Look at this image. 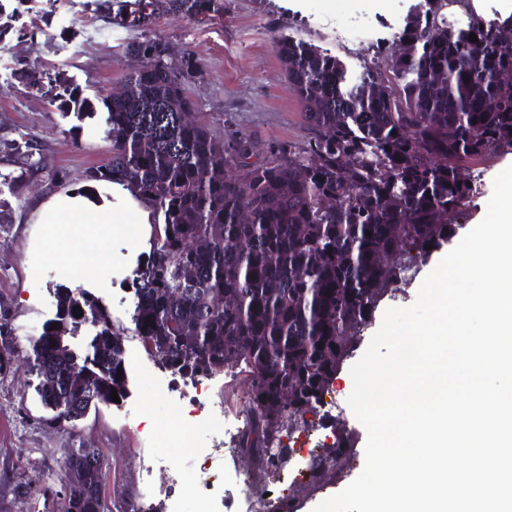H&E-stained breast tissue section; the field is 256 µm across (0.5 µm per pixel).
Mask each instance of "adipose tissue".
I'll return each mask as SVG.
<instances>
[{"mask_svg":"<svg viewBox=\"0 0 512 512\" xmlns=\"http://www.w3.org/2000/svg\"><path fill=\"white\" fill-rule=\"evenodd\" d=\"M120 186L102 182L94 190L81 187L44 195L32 205V224H109L113 221L112 198L122 194Z\"/></svg>","mask_w":512,"mask_h":512,"instance_id":"ef3b65f1","label":"adipose tissue"}]
</instances>
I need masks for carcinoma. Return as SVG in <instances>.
<instances>
[{
    "label": "carcinoma",
    "mask_w": 512,
    "mask_h": 512,
    "mask_svg": "<svg viewBox=\"0 0 512 512\" xmlns=\"http://www.w3.org/2000/svg\"><path fill=\"white\" fill-rule=\"evenodd\" d=\"M456 8L473 12L471 0H415L387 72L374 63L355 71L311 42L275 37L303 136L254 163L238 165L224 140L188 120L193 101L159 39L126 46L143 63L101 98L112 156L83 181L122 185L150 209L149 251L131 273L133 332L183 379L241 366L252 406L239 447L274 470L285 458L269 445L284 422L320 402L393 285L453 236L474 197L464 161L512 153V16L461 27ZM162 11L205 17L216 7L129 0L118 18L146 32ZM15 76L66 117L97 115L61 72L22 63ZM0 152L10 167L0 172L2 237L12 200L61 176L41 166L30 133L1 138ZM56 303L58 328L47 323L33 341L31 366L44 421L74 423L113 403L111 389L127 393V328L88 290L58 288ZM10 309L0 296L1 380L19 357ZM84 324L95 334L81 357L69 337ZM353 450L350 435L336 437L311 458L313 477L341 472ZM63 482L65 512H105L101 449H71ZM26 493L1 480L0 512H15Z\"/></svg>",
    "instance_id": "cac0c4a2"
}]
</instances>
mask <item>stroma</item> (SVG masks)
Here are the masks:
<instances>
[{
  "label": "stroma",
  "mask_w": 512,
  "mask_h": 512,
  "mask_svg": "<svg viewBox=\"0 0 512 512\" xmlns=\"http://www.w3.org/2000/svg\"><path fill=\"white\" fill-rule=\"evenodd\" d=\"M213 17L184 13L161 15L151 32L169 47L168 64L181 69L185 52H194L197 68L184 76L195 102L193 121L205 125L216 138L232 144L239 140L253 146L254 160L267 157L277 144L301 139L300 105L274 50L273 37L285 34L309 41L343 60L349 67L374 58L389 67L390 51L377 44L391 43L413 0H216ZM83 0H60L57 11L44 12L38 0H23L19 26H38L39 35L10 33L0 49V137L17 131L31 132L42 145V164L65 175L64 187L82 183L84 170L106 163L112 139L94 119L81 122L62 117L40 95L16 81L18 61L37 62L61 71L79 85L83 96L97 100L120 85L125 74L138 68V57L127 54V43L140 40V30L115 23L108 13L84 11ZM371 31L375 45L366 49L340 38L337 23ZM512 165V154L470 160L482 185L475 206L458 220L467 233L484 217L495 177ZM41 185L15 203L8 237L0 238V295L11 304L20 356L12 372L0 381V467L30 486L18 512H63L65 488L62 471L70 449L89 442L105 458L103 494L110 512H118L128 494L139 493L146 468L154 458L189 468L185 449L168 439L173 422L170 404L161 394V378L154 360L128 328L133 296L127 280L136 257L147 250L150 227L146 224H98L94 232L107 248L105 257L77 253L69 288H84L99 297L115 323L126 326V350L139 352L128 367V398L117 405H100L77 424L46 425L45 411L34 391L36 378L27 356L30 339L39 336L54 318V276L58 266L57 243L46 239L41 225L23 223L36 197L48 193ZM217 382L224 403L240 421H247L251 405L246 373L239 367L219 371ZM352 390L348 370H341L330 386L343 407L338 420L350 430L355 450L342 466L357 478L365 464L367 431L345 402ZM344 488L336 476L314 481L304 476L284 482L281 496L303 503L302 512H313L325 499Z\"/></svg>",
  "instance_id": "stroma-1"
}]
</instances>
